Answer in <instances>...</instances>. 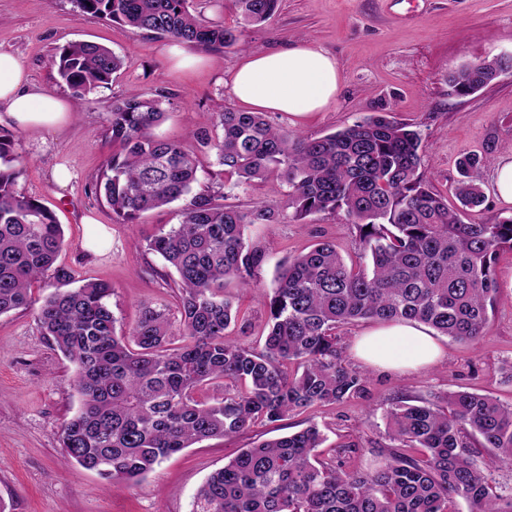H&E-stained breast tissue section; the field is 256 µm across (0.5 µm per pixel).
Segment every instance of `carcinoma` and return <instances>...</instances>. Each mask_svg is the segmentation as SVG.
Segmentation results:
<instances>
[{
    "mask_svg": "<svg viewBox=\"0 0 512 512\" xmlns=\"http://www.w3.org/2000/svg\"><path fill=\"white\" fill-rule=\"evenodd\" d=\"M280 0H232L241 19L263 24ZM84 14L203 47L238 44L235 30L208 24L193 0H73ZM73 96L112 83L122 60L111 49L76 41L52 60ZM511 69L512 56L452 71L448 88L467 96ZM162 101L135 92L112 101L107 131L119 149L91 186L118 224L183 201L181 221L147 240V250L175 269L179 323L146 306L127 334L116 332L112 286L89 281L56 290L35 310L43 335L76 366L79 410L62 427V458L105 484L135 483L171 455L207 438L227 437L291 413L342 402L366 391L350 368L336 329L358 320H414L460 342L483 335L498 301L496 262L512 251V217L466 224L420 170L419 130L389 112L319 138L272 126L263 112L226 109L213 129L191 133L213 155L223 180L199 190L195 156L152 129ZM26 165L14 136L0 131V315L29 309L32 286L54 267L64 245L55 213L18 189ZM481 159L458 160L456 196L485 202ZM276 180L286 208L227 204L225 189ZM342 216L371 268L346 262L336 244L318 241L280 266L268 295V330L256 350L229 335L239 310L224 281L257 284L265 252L245 236L251 224L296 223L310 215ZM370 230H365V227ZM224 381V393L208 396ZM391 445L375 449L371 473L322 459L319 427L242 449L196 491L190 512H512L487 471L512 467V406L468 391L436 401L393 398L384 410ZM480 438L490 461L480 467L467 442Z\"/></svg>",
    "mask_w": 512,
    "mask_h": 512,
    "instance_id": "carcinoma-1",
    "label": "carcinoma"
}]
</instances>
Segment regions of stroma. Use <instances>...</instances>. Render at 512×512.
<instances>
[{"instance_id": "stroma-1", "label": "stroma", "mask_w": 512, "mask_h": 512, "mask_svg": "<svg viewBox=\"0 0 512 512\" xmlns=\"http://www.w3.org/2000/svg\"><path fill=\"white\" fill-rule=\"evenodd\" d=\"M104 45L123 61L111 86L74 100L71 120L53 129L13 128L16 149L27 160L19 189L53 210L65 245L57 264L76 281L100 280L114 293L116 330L129 332L144 305L179 316L176 273L146 249L148 236L179 223L180 203L145 213L138 223H115L111 210L90 187L112 154L105 121L113 100L130 91L163 101L164 120L155 133L192 146L194 131L211 128L216 113L235 107L226 84L249 51L282 49L298 41L319 45L336 60L343 81L335 104L296 119L268 113L277 126L317 138L377 112H390L422 135L421 169L445 197H453L457 160L483 156L480 178L487 196L466 211L468 224L512 216L498 200L491 176L499 158L512 152V75L503 74L474 94L448 90L449 72L476 61L512 54V0H282L278 14L260 26L241 28L236 46L213 50L186 46L204 66L174 69L168 39L77 11L71 0H0V51L25 63L37 88L69 95L51 60L69 42ZM70 179L59 185L58 168ZM250 239L268 255L259 285L229 282L225 296L240 313L230 334L259 346L266 333L267 295L280 260L308 251L317 237L335 242L346 260L361 254L356 231L338 217L309 216L305 223L255 224ZM498 302L482 337L457 342L440 337L444 355L434 365L409 372L369 368L364 397L257 425L227 438L206 439L184 449L139 483L112 490L92 471L65 465L60 433L78 410L74 365L42 336L33 310L0 315V503L6 512H190L206 477L241 449L317 424L325 458L370 472L374 447L388 445L383 410L395 396L427 400L466 390L512 405V252L496 265Z\"/></svg>"}]
</instances>
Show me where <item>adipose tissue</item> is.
Here are the masks:
<instances>
[{
  "mask_svg": "<svg viewBox=\"0 0 512 512\" xmlns=\"http://www.w3.org/2000/svg\"><path fill=\"white\" fill-rule=\"evenodd\" d=\"M341 74L335 59L305 41L288 48L245 54L235 67L232 97L250 112H283L302 118L326 111L336 100ZM0 106L20 128L54 127L68 122L73 108L67 98L30 86L21 60L0 52ZM365 365L401 372L435 363L442 348L419 322L389 323L371 329L355 342Z\"/></svg>",
  "mask_w": 512,
  "mask_h": 512,
  "instance_id": "1",
  "label": "adipose tissue"
}]
</instances>
